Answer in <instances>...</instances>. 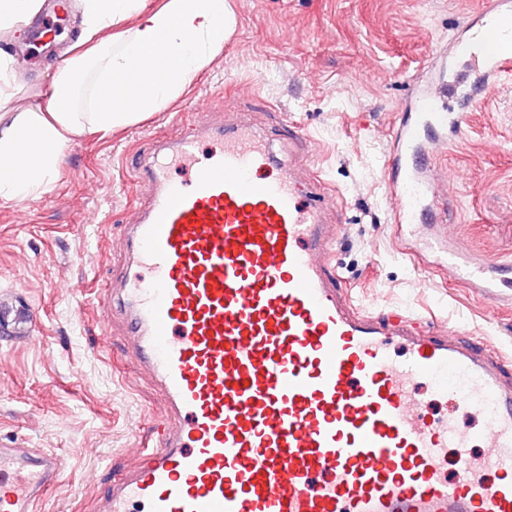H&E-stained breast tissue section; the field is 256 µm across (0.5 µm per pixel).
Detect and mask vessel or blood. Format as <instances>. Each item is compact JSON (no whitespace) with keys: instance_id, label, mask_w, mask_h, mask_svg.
<instances>
[{"instance_id":"vessel-or-blood-1","label":"vessel or blood","mask_w":512,"mask_h":512,"mask_svg":"<svg viewBox=\"0 0 512 512\" xmlns=\"http://www.w3.org/2000/svg\"><path fill=\"white\" fill-rule=\"evenodd\" d=\"M453 48L459 79L442 68L410 84L384 182L412 248L489 293L512 265L474 261L434 232L447 208L432 162L463 136L471 102L512 75V0H491ZM209 135L224 145L204 155ZM274 161L248 125L157 140L131 160L143 195L104 319L122 321L168 423L98 512H512L503 355L400 313H361L331 263L332 202L300 196L292 169L267 177ZM419 383L483 427L423 418ZM478 440L490 454L471 453ZM59 471L22 442L0 448V512H34Z\"/></svg>"}]
</instances>
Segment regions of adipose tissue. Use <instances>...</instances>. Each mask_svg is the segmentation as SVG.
<instances>
[{"mask_svg":"<svg viewBox=\"0 0 512 512\" xmlns=\"http://www.w3.org/2000/svg\"><path fill=\"white\" fill-rule=\"evenodd\" d=\"M74 50L61 57L42 99L0 114V203L38 198L66 150L89 132L131 126L181 95L237 20L226 0H76ZM120 33L104 38L106 29Z\"/></svg>","mask_w":512,"mask_h":512,"instance_id":"1","label":"adipose tissue"}]
</instances>
